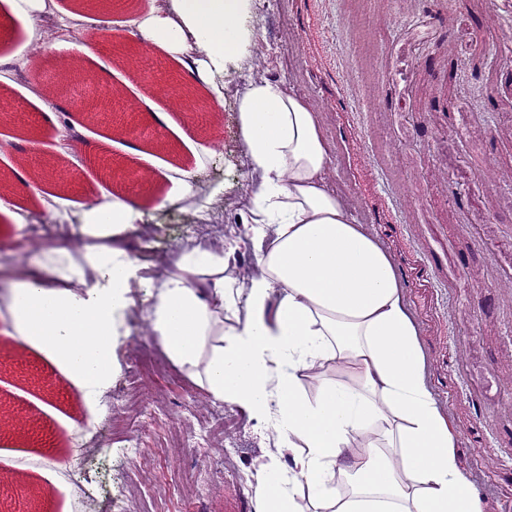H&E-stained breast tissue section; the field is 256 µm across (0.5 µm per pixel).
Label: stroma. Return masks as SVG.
Returning a JSON list of instances; mask_svg holds the SVG:
<instances>
[{"mask_svg":"<svg viewBox=\"0 0 512 512\" xmlns=\"http://www.w3.org/2000/svg\"><path fill=\"white\" fill-rule=\"evenodd\" d=\"M54 25L30 38L21 18L0 36V104L28 112L0 124V195L22 200L21 224L0 218V402L36 426L0 436V482L14 512L37 498L40 512H254L262 465L278 455L267 423L213 399L187 369L141 368L143 354L164 350L134 305L114 340L111 390L133 392L143 409L132 421L141 446L112 433L109 419L55 365L6 336L12 273L56 266L78 254L83 204L122 200L143 217L122 246L153 277L186 241L231 247L238 277L255 271L236 98L250 77L282 82L318 114L331 165L327 181L357 221L389 253L426 362V383L447 412L462 470L489 512H512V0H253L256 44L208 83L143 41L129 13L85 0L81 19L57 0ZM137 50L116 65L111 42ZM291 42L293 64L282 58ZM161 60L185 86L208 99L202 116L178 110L139 78ZM38 87L57 114L47 124L28 96ZM97 101L102 123L87 124ZM113 112L137 113L132 133ZM163 112L166 122L154 121ZM81 129L77 148L59 156L61 127ZM110 159L100 169L96 159ZM58 162L41 180L38 160ZM192 171L185 198L173 177ZM60 219L65 228L41 241L27 227ZM221 224L211 235L208 225ZM191 428L195 445L172 437ZM58 470L59 485L42 473Z\"/></svg>","mask_w":512,"mask_h":512,"instance_id":"35a3bbf8","label":"stroma"}]
</instances>
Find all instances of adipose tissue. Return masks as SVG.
<instances>
[{"label": "adipose tissue", "instance_id": "ef3b65f1", "mask_svg": "<svg viewBox=\"0 0 512 512\" xmlns=\"http://www.w3.org/2000/svg\"><path fill=\"white\" fill-rule=\"evenodd\" d=\"M251 0H152L132 16L146 42L223 72L254 38ZM248 160L257 275L238 280L216 251L181 248L159 278L141 276L110 239L133 229L131 203L90 205L79 259L54 279L22 274L8 300L12 336L60 367L85 400L112 383L116 319L134 286L169 358L217 399L271 416L288 476L262 468L255 512H486L462 472L453 426L425 379L417 326L390 256L325 178L330 156L312 107L277 83L237 98ZM333 366L344 379L315 395L299 375Z\"/></svg>", "mask_w": 512, "mask_h": 512}]
</instances>
